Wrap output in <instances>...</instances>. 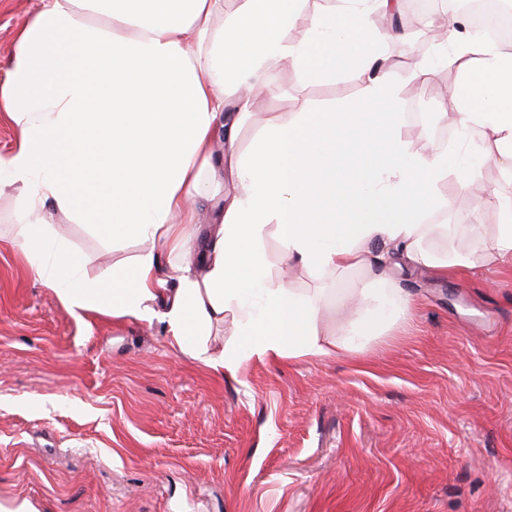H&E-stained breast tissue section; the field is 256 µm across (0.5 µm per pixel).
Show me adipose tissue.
Listing matches in <instances>:
<instances>
[{"label":"adipose tissue","instance_id":"1","mask_svg":"<svg viewBox=\"0 0 512 512\" xmlns=\"http://www.w3.org/2000/svg\"><path fill=\"white\" fill-rule=\"evenodd\" d=\"M303 18L304 0H43L15 36L0 113L16 130L0 157V192L18 202L31 271L70 312L166 322L169 341L215 373L252 359L359 354L401 322L414 297L387 270L406 265L445 278L512 263V194L475 204L486 221L465 244L428 223L465 193L487 161L512 176V43L477 40L448 19L441 59L461 77L442 117L447 148L415 153L401 135L384 70L378 17L403 0H338ZM319 77H363L356 101L306 103L285 118L257 117L255 91L274 92L281 65ZM256 129L250 146L242 135ZM211 221L195 228L199 207ZM60 215L110 239H145L199 269L164 271L155 252L130 275L96 280L58 247L42 261V229ZM309 276L336 274L335 294L301 293L271 274L265 241ZM230 342L207 347L213 324Z\"/></svg>","mask_w":512,"mask_h":512}]
</instances>
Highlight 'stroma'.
<instances>
[{
  "instance_id": "1",
  "label": "stroma",
  "mask_w": 512,
  "mask_h": 512,
  "mask_svg": "<svg viewBox=\"0 0 512 512\" xmlns=\"http://www.w3.org/2000/svg\"><path fill=\"white\" fill-rule=\"evenodd\" d=\"M39 0H0V78ZM387 76L420 148L454 134L415 115L409 13ZM362 78L291 69L255 112L357 100ZM0 195V502L38 512H512V266L453 279L402 270L416 300L361 356L247 361L219 375L160 322L78 317L35 279ZM83 274L152 249L53 217Z\"/></svg>"
}]
</instances>
